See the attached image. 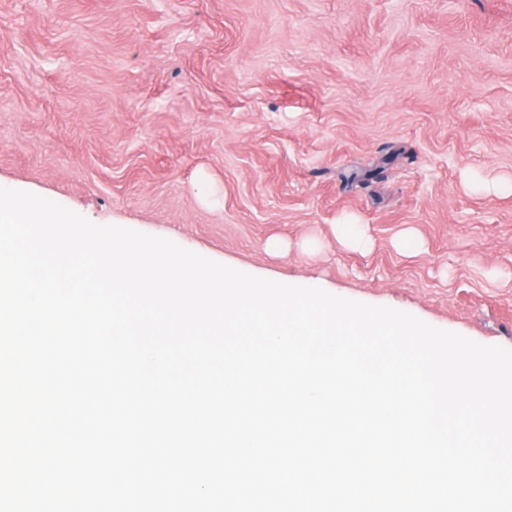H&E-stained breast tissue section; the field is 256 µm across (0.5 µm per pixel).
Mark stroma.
<instances>
[{
	"label": "stroma",
	"mask_w": 512,
	"mask_h": 512,
	"mask_svg": "<svg viewBox=\"0 0 512 512\" xmlns=\"http://www.w3.org/2000/svg\"><path fill=\"white\" fill-rule=\"evenodd\" d=\"M0 187L512 349V0H0Z\"/></svg>",
	"instance_id": "35a3bbf8"
}]
</instances>
